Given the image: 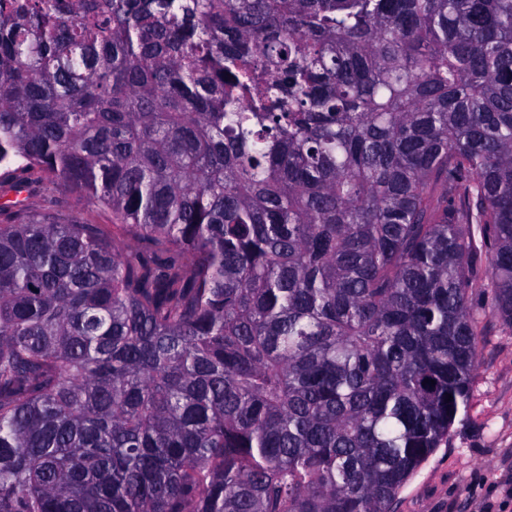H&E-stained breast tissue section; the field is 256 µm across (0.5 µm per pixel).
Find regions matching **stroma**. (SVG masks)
I'll return each instance as SVG.
<instances>
[{"instance_id":"35a3bbf8","label":"stroma","mask_w":512,"mask_h":512,"mask_svg":"<svg viewBox=\"0 0 512 512\" xmlns=\"http://www.w3.org/2000/svg\"><path fill=\"white\" fill-rule=\"evenodd\" d=\"M468 410L410 476L393 512H512V328L485 317Z\"/></svg>"}]
</instances>
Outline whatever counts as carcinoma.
Listing matches in <instances>:
<instances>
[{
	"label": "carcinoma",
	"instance_id": "obj_1",
	"mask_svg": "<svg viewBox=\"0 0 512 512\" xmlns=\"http://www.w3.org/2000/svg\"><path fill=\"white\" fill-rule=\"evenodd\" d=\"M0 215V512H391L512 326V0H0Z\"/></svg>",
	"mask_w": 512,
	"mask_h": 512
}]
</instances>
